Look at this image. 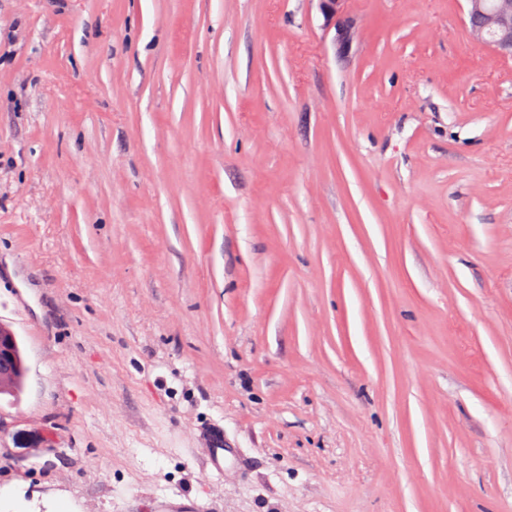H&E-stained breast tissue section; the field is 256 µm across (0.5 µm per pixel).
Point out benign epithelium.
<instances>
[{"label": "benign epithelium", "instance_id": "7a95c632", "mask_svg": "<svg viewBox=\"0 0 512 512\" xmlns=\"http://www.w3.org/2000/svg\"><path fill=\"white\" fill-rule=\"evenodd\" d=\"M320 10L335 29V38L344 37L346 27L336 23L345 0H318ZM464 26L471 42L489 48L502 60L512 61V0H465ZM17 336L12 328L0 325V381L18 369Z\"/></svg>", "mask_w": 512, "mask_h": 512}]
</instances>
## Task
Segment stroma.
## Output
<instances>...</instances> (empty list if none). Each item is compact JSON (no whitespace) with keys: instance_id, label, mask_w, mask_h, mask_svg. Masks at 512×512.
Masks as SVG:
<instances>
[{"instance_id":"obj_1","label":"stroma","mask_w":512,"mask_h":512,"mask_svg":"<svg viewBox=\"0 0 512 512\" xmlns=\"http://www.w3.org/2000/svg\"><path fill=\"white\" fill-rule=\"evenodd\" d=\"M464 10L0 0L26 512H512V62Z\"/></svg>"}]
</instances>
